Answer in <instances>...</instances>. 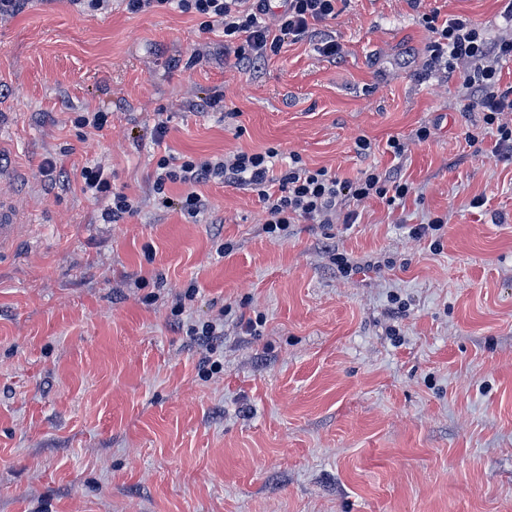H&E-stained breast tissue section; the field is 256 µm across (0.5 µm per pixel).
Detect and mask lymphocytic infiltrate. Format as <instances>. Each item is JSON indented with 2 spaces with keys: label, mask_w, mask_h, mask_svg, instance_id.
<instances>
[{
  "label": "lymphocytic infiltrate",
  "mask_w": 512,
  "mask_h": 512,
  "mask_svg": "<svg viewBox=\"0 0 512 512\" xmlns=\"http://www.w3.org/2000/svg\"><path fill=\"white\" fill-rule=\"evenodd\" d=\"M129 13L140 14L177 5L180 12L194 15L201 31L221 28L224 49L236 62L258 63L278 54L284 44L309 38L315 26L335 19L339 0H284L280 11H272L268 0H123ZM422 22L430 37L423 66L458 76L464 91L462 107L482 115L479 133H468L469 146L480 144L490 135L496 146L512 144V88L499 87L500 64L512 59V31L496 43H487L480 24L462 16L440 18L437 12L423 14ZM279 155L271 147L257 153L237 152L207 158L166 153L160 155L153 171L152 191L160 206L171 202L167 187L185 186L176 202L184 216L197 218L208 207L198 193L199 185L218 181L256 193L264 209L266 233L275 237L288 234L290 225L304 221L329 224L343 219L352 224L356 212L339 213L343 199L357 202L372 197L405 198L408 183H389L386 176L371 168L356 180L340 178L328 169H310L299 154H291L283 172H275ZM82 192L108 204L101 214L105 223L115 224L133 216L139 202L124 190L113 187L104 166L82 168Z\"/></svg>",
  "instance_id": "1"
}]
</instances>
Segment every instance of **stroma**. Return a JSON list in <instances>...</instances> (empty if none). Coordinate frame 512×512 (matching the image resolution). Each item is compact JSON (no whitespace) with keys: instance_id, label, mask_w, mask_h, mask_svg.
I'll return each mask as SVG.
<instances>
[{"instance_id":"obj_1","label":"stroma","mask_w":512,"mask_h":512,"mask_svg":"<svg viewBox=\"0 0 512 512\" xmlns=\"http://www.w3.org/2000/svg\"><path fill=\"white\" fill-rule=\"evenodd\" d=\"M511 1L347 0L336 58L303 41L244 65L173 6L31 0L1 23L0 162L32 229L0 254V512H512V149L468 146L481 115L424 70L419 20L467 17L493 43ZM86 109L111 113L101 135L75 128ZM270 147L412 190L281 240L234 185H200L193 223L150 198L162 151ZM98 161L137 214L103 223L79 183ZM436 216L439 241L410 237ZM220 312L223 339L189 334Z\"/></svg>"}]
</instances>
